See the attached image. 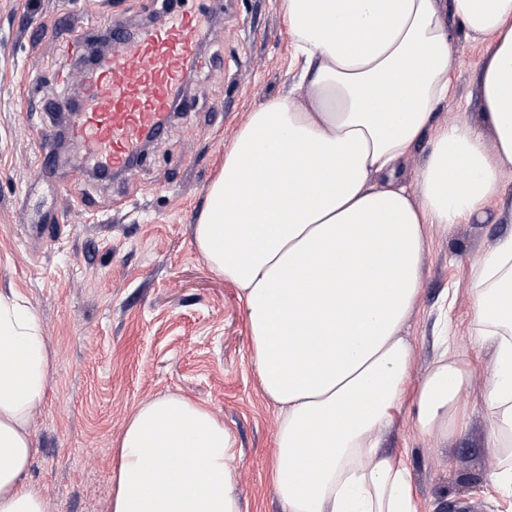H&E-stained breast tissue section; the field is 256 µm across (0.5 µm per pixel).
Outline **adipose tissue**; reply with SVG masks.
I'll return each mask as SVG.
<instances>
[{
	"mask_svg": "<svg viewBox=\"0 0 512 512\" xmlns=\"http://www.w3.org/2000/svg\"><path fill=\"white\" fill-rule=\"evenodd\" d=\"M307 93L250 112L193 227L240 291L262 391L278 414L270 479L281 512H416L381 438L411 377L404 335L431 230L496 206L512 221V0H279ZM486 46L481 110L435 119L457 35ZM415 185L399 177L415 143ZM473 310L494 348L486 447L512 452V237L475 263ZM53 370L34 309L0 291V512H46L28 480L31 420ZM471 374L440 354L415 426L451 437ZM111 512H241L236 438L205 403L140 404L118 438ZM431 148L430 136L425 135L415 145L405 164L402 177L409 185H415L417 171L423 165Z\"/></svg>",
	"mask_w": 512,
	"mask_h": 512,
	"instance_id": "1",
	"label": "adipose tissue"
}]
</instances>
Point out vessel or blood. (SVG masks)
<instances>
[{
  "mask_svg": "<svg viewBox=\"0 0 512 512\" xmlns=\"http://www.w3.org/2000/svg\"><path fill=\"white\" fill-rule=\"evenodd\" d=\"M113 51L87 89L72 141L93 166L119 170L168 121L171 90L199 52L197 16L181 10L129 35L112 33Z\"/></svg>",
  "mask_w": 512,
  "mask_h": 512,
  "instance_id": "vessel-or-blood-1",
  "label": "vessel or blood"
}]
</instances>
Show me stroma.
Wrapping results in <instances>:
<instances>
[{
  "mask_svg": "<svg viewBox=\"0 0 512 512\" xmlns=\"http://www.w3.org/2000/svg\"><path fill=\"white\" fill-rule=\"evenodd\" d=\"M209 37L183 80L186 107L152 142L147 160L97 180L66 161L64 108L91 50L87 32L115 22H158L155 0H0V290L35 310L55 366L33 416L37 452L28 479L47 512H110L120 431L141 403L167 393L206 402L237 438L242 512H280L268 479L278 418L252 359L237 288L194 246L192 229L224 149L250 112L294 84L293 37L278 0H194ZM483 45L459 41L454 94L437 109L450 122L480 110ZM59 164L38 173V134ZM512 235L495 208L433 227L408 338L415 362L383 446L404 457L418 512L478 503L506 512L489 475L502 458L485 447V381L494 355L480 344L471 270L489 245ZM468 364L462 429L423 435L414 393L440 343Z\"/></svg>",
  "mask_w": 512,
  "mask_h": 512,
  "instance_id": "35a3bbf8",
  "label": "stroma"
}]
</instances>
